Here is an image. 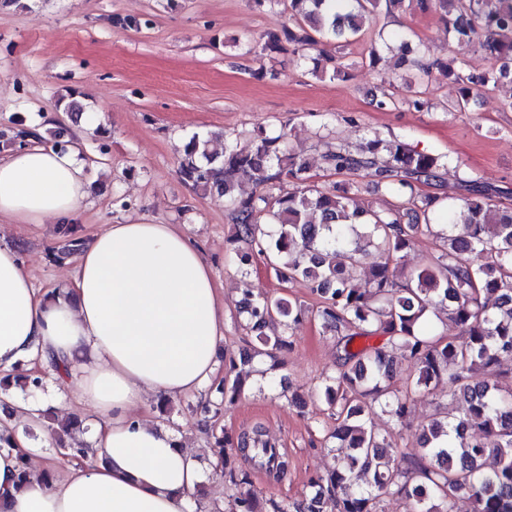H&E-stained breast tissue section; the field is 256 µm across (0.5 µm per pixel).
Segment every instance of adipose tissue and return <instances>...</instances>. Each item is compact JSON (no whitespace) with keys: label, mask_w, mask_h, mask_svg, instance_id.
<instances>
[{"label":"adipose tissue","mask_w":512,"mask_h":512,"mask_svg":"<svg viewBox=\"0 0 512 512\" xmlns=\"http://www.w3.org/2000/svg\"><path fill=\"white\" fill-rule=\"evenodd\" d=\"M78 148L37 144L0 154V223L61 224L89 201ZM224 308L194 238L171 224H110L85 243L71 281L46 291L17 248L0 247V374L55 357L79 375L88 446L62 479L18 483L32 452L20 415L0 448V512H191L203 466L167 429L145 420L147 397L177 399L211 383Z\"/></svg>","instance_id":"ef3b65f1"}]
</instances>
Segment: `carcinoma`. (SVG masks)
Wrapping results in <instances>:
<instances>
[{
    "label": "carcinoma",
    "mask_w": 512,
    "mask_h": 512,
    "mask_svg": "<svg viewBox=\"0 0 512 512\" xmlns=\"http://www.w3.org/2000/svg\"><path fill=\"white\" fill-rule=\"evenodd\" d=\"M422 11H441L448 35L478 44L496 67L480 77L455 60L420 62L421 51L403 40L394 47L371 45L372 67L399 51L398 64L409 63L427 76L439 70L462 85L460 106L479 86L512 85V41L493 31H512V0H386V9L403 2ZM258 8L283 5L289 22L269 29L255 45L241 50L256 57L291 48L296 65L312 63L310 73L331 79L346 64L327 53L311 52L356 37L378 0H252ZM328 168L364 171L397 196L387 210L355 204L344 186L332 191L307 184L306 166L288 151L285 130L259 128L244 141L224 140V152L210 137L192 135L179 162L182 181L194 191L224 197L237 225L233 242L258 249L281 282L304 278L319 297L309 309L302 303L244 292L246 327L260 347L230 360L228 372L292 345L290 331L309 316L334 333L335 368L320 389L335 420L324 448L337 453L336 468L310 479L301 499H262L253 490L251 472L238 459L274 478L286 470L285 452L255 426L236 435H213L216 470L224 474L229 512H383L387 497L405 499L406 512H457L465 499L471 512H512V371L501 368L512 355V208L493 203L489 188L477 179L461 180L467 195L411 194L421 183H441L448 159L418 151L400 139H365L356 151L339 144L322 155ZM248 180L264 192L236 193ZM292 183L285 193L270 189ZM422 236L442 242L441 253L417 268L398 265L399 254ZM368 265L369 288L356 287L357 272ZM440 309L460 329L446 336L429 311ZM278 325L280 331L267 329ZM480 370L487 377L472 381ZM454 406L422 426L416 453H399L378 430L375 419L400 423L413 398L427 392L439 400L442 382ZM242 381L224 378L216 387L220 402H232ZM57 447L69 455L84 450L82 420H57Z\"/></svg>",
    "instance_id": "cac0c4a2"
}]
</instances>
